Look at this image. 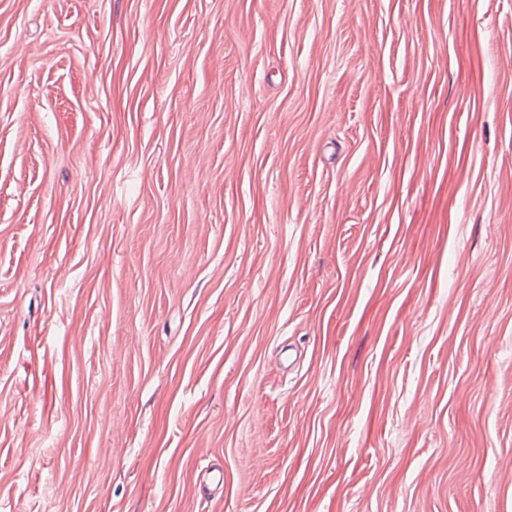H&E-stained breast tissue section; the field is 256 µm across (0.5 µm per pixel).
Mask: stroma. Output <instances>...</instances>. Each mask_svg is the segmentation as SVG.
Listing matches in <instances>:
<instances>
[{
    "mask_svg": "<svg viewBox=\"0 0 512 512\" xmlns=\"http://www.w3.org/2000/svg\"><path fill=\"white\" fill-rule=\"evenodd\" d=\"M0 512H512V0H0Z\"/></svg>",
    "mask_w": 512,
    "mask_h": 512,
    "instance_id": "35a3bbf8",
    "label": "stroma"
}]
</instances>
